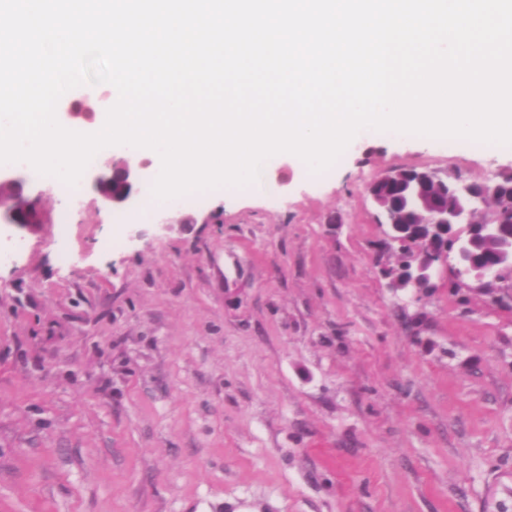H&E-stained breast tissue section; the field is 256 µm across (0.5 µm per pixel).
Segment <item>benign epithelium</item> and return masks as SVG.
Here are the masks:
<instances>
[{"mask_svg":"<svg viewBox=\"0 0 512 512\" xmlns=\"http://www.w3.org/2000/svg\"><path fill=\"white\" fill-rule=\"evenodd\" d=\"M16 172L15 167L0 169V189H4L0 192V224L46 223L45 215L31 197L28 183ZM411 173L413 180L408 184V193L400 199L389 193L393 184L402 181L400 170L378 175L367 187L378 223L384 227V242L400 246L404 242L402 225L414 222L422 226L405 265L386 272L388 287H423L421 272L432 277L452 252L459 274L472 277L479 288L494 290L512 274V208L487 211L488 200L499 190V181H485L476 187L457 180L448 182L427 169H413ZM155 175L149 164L142 162L134 167L124 158L88 172L89 183L103 208L112 210L132 206L140 185ZM479 237L504 243L497 260L479 266L473 263L469 247Z\"/></svg>","mask_w":512,"mask_h":512,"instance_id":"7a95c632","label":"benign epithelium"}]
</instances>
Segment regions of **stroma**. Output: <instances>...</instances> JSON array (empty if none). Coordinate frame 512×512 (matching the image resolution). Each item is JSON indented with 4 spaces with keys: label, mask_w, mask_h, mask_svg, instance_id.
Masks as SVG:
<instances>
[{
    "label": "stroma",
    "mask_w": 512,
    "mask_h": 512,
    "mask_svg": "<svg viewBox=\"0 0 512 512\" xmlns=\"http://www.w3.org/2000/svg\"><path fill=\"white\" fill-rule=\"evenodd\" d=\"M512 146L373 131L314 173L0 227V512H512V279L393 292L366 192Z\"/></svg>",
    "instance_id": "1"
}]
</instances>
